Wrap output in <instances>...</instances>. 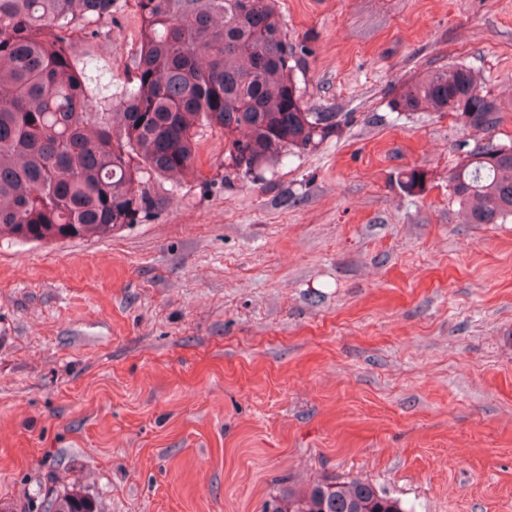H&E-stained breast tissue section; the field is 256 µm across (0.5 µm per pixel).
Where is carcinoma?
I'll return each instance as SVG.
<instances>
[{"label":"carcinoma","instance_id":"carcinoma-1","mask_svg":"<svg viewBox=\"0 0 512 512\" xmlns=\"http://www.w3.org/2000/svg\"><path fill=\"white\" fill-rule=\"evenodd\" d=\"M141 22L132 82L105 97L75 35L92 40L119 0H0V238L105 236L161 205L153 182L195 173L202 131L224 134V183L316 148L336 112L305 107L278 0H135ZM402 112H448L483 138L463 141L448 176L465 224L512 220V142H494L501 106L470 68L404 83ZM402 173L410 193L423 184ZM44 512H99L53 493ZM265 512H408L364 480L275 495Z\"/></svg>","mask_w":512,"mask_h":512}]
</instances>
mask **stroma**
<instances>
[{"instance_id": "obj_1", "label": "stroma", "mask_w": 512, "mask_h": 512, "mask_svg": "<svg viewBox=\"0 0 512 512\" xmlns=\"http://www.w3.org/2000/svg\"><path fill=\"white\" fill-rule=\"evenodd\" d=\"M279 2L331 137L228 187L208 131L151 218L0 240V512L71 488L103 512H263L330 478L512 512V222L449 196L470 129L393 105L463 64L512 141V0ZM139 43L121 0L88 45L109 92Z\"/></svg>"}]
</instances>
